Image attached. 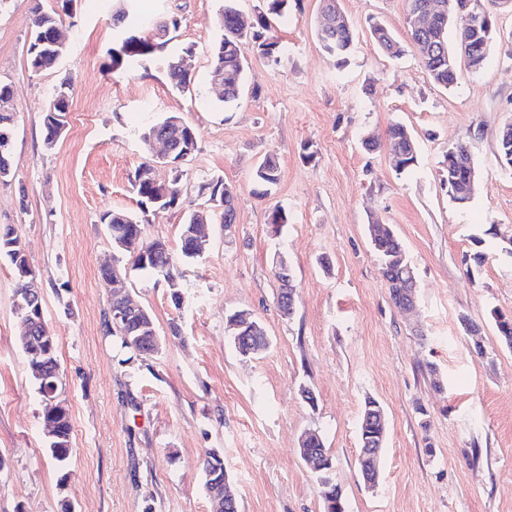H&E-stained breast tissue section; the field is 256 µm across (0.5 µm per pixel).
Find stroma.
Instances as JSON below:
<instances>
[{
  "label": "stroma",
  "mask_w": 512,
  "mask_h": 512,
  "mask_svg": "<svg viewBox=\"0 0 512 512\" xmlns=\"http://www.w3.org/2000/svg\"><path fill=\"white\" fill-rule=\"evenodd\" d=\"M354 35L346 66L319 42L321 0H288L275 23L285 48L274 63L248 53L242 95L225 108L210 82L220 38L221 0H136L138 13L176 17L166 55L192 51V94L172 89L162 59L113 68L122 31L119 0H78L61 32L55 69L28 64L31 16L55 0H0V81L16 104L12 172L0 181V224L22 237L56 333L60 398L72 424L64 464L47 451L45 403L18 343V278L0 257V512H211L199 461L218 450L241 512H323L322 485L298 451L321 435L329 476L348 512H512V349L499 341L491 310L512 315V170L497 157L500 127L512 122V16L479 72L460 70L450 88L434 84L411 42L404 0H339ZM384 21L405 52L388 58L369 25ZM72 82L67 128L44 144L42 115L56 85ZM176 113L197 136L184 161L181 204L150 215L146 238L180 250L187 215L209 210L200 183L237 188L231 228L210 226V245L178 260L182 308L163 278L128 268L129 294L161 338L139 356L106 333L112 260L101 215L138 213L130 179L150 157L141 134ZM404 124L417 163L397 172L367 134ZM467 144L482 184L452 202L441 162ZM276 155L281 179L258 195L252 173ZM288 222L272 234L267 216ZM390 224L416 272V307H396L367 234ZM488 255L474 266L475 251ZM287 253L295 311L281 316L276 253ZM250 311L270 341L242 357L227 317ZM481 328L476 355L460 315ZM436 374H428V367ZM442 390H435L434 378ZM310 388L315 404L301 395ZM387 422L381 475L364 484L358 464L366 399Z\"/></svg>",
  "instance_id": "35a3bbf8"
}]
</instances>
